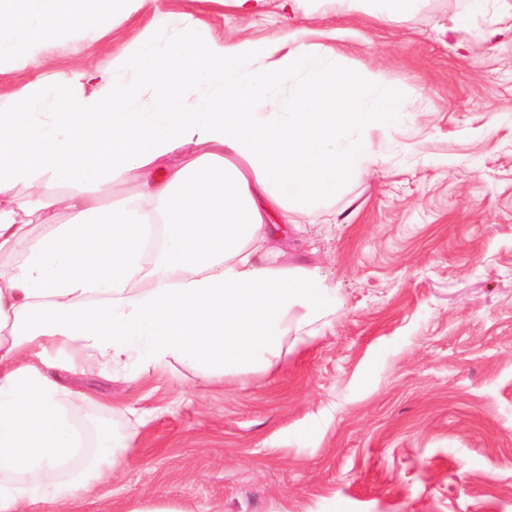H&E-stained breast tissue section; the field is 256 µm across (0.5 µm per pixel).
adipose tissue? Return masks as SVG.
<instances>
[{"instance_id": "1", "label": "adipose tissue", "mask_w": 512, "mask_h": 512, "mask_svg": "<svg viewBox=\"0 0 512 512\" xmlns=\"http://www.w3.org/2000/svg\"><path fill=\"white\" fill-rule=\"evenodd\" d=\"M145 2L0 0V26L32 10L43 19L17 52L38 78L0 94V253L21 255L0 270V512L80 503L133 448L112 430L111 402L48 367L95 357L104 373L140 375L177 362L211 382L269 369L288 333L308 335L335 309L336 287L288 262L279 227L344 196L412 119L391 84L354 79L313 30L219 38L206 19L171 11L105 66L72 71L67 115L26 136L59 36L99 39ZM324 2L398 25L420 0ZM188 92L197 107H184ZM70 159L99 185L136 172L140 189L90 206ZM21 185L40 201L19 202ZM60 210L70 220L57 225ZM38 224L51 232L33 236ZM158 229L165 244L148 250Z\"/></svg>"}]
</instances>
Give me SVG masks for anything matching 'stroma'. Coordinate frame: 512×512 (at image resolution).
<instances>
[{
	"label": "stroma",
	"mask_w": 512,
	"mask_h": 512,
	"mask_svg": "<svg viewBox=\"0 0 512 512\" xmlns=\"http://www.w3.org/2000/svg\"><path fill=\"white\" fill-rule=\"evenodd\" d=\"M173 9L221 36L321 32L352 76L396 84L414 121L345 197L280 236L337 303L269 370L107 377L86 358L63 373L123 408L113 426L134 448L79 510L57 512L157 495L182 512H512V17L484 0L460 27L457 0H423L391 28L318 0L292 21L278 0L253 15L149 0L97 41L64 37L47 70L94 69Z\"/></svg>",
	"instance_id": "1"
}]
</instances>
